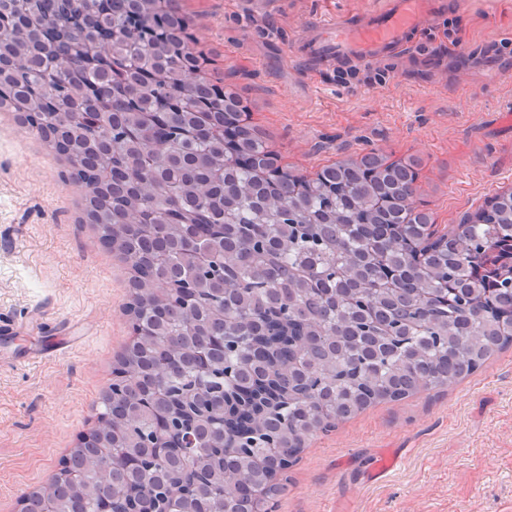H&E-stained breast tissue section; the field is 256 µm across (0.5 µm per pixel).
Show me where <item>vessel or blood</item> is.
Wrapping results in <instances>:
<instances>
[{"instance_id":"obj_1","label":"vessel or blood","mask_w":512,"mask_h":512,"mask_svg":"<svg viewBox=\"0 0 512 512\" xmlns=\"http://www.w3.org/2000/svg\"><path fill=\"white\" fill-rule=\"evenodd\" d=\"M444 11L443 0H389L386 7L371 11L359 24L342 19L318 23L320 38L311 45L310 52L317 57L343 56L369 62L387 48L407 44L420 16H436Z\"/></svg>"}]
</instances>
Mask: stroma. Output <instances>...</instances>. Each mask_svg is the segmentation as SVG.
I'll use <instances>...</instances> for the list:
<instances>
[{
    "instance_id": "1",
    "label": "stroma",
    "mask_w": 512,
    "mask_h": 512,
    "mask_svg": "<svg viewBox=\"0 0 512 512\" xmlns=\"http://www.w3.org/2000/svg\"><path fill=\"white\" fill-rule=\"evenodd\" d=\"M210 72L305 175L375 152L419 165L439 231L512 188V0H447L411 42L337 82L300 40L383 0H180ZM67 158L0 112V512L59 472L131 340L133 270L104 248ZM396 459L372 477L376 459ZM278 512H512V347L459 383L381 403L312 440Z\"/></svg>"
}]
</instances>
